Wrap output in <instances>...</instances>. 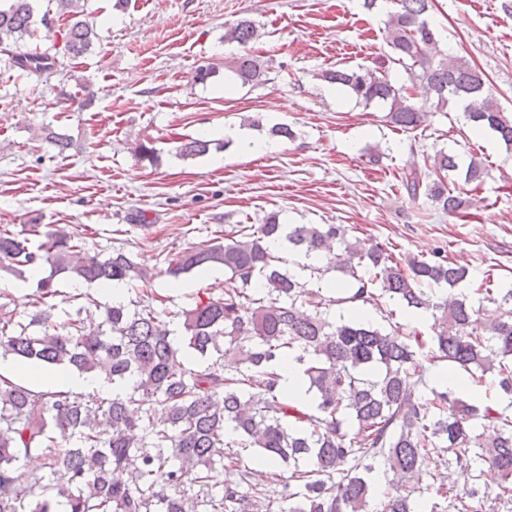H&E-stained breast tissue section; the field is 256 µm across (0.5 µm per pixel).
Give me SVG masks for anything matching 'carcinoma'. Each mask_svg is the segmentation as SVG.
<instances>
[{
	"instance_id": "1",
	"label": "carcinoma",
	"mask_w": 512,
	"mask_h": 512,
	"mask_svg": "<svg viewBox=\"0 0 512 512\" xmlns=\"http://www.w3.org/2000/svg\"><path fill=\"white\" fill-rule=\"evenodd\" d=\"M69 18L64 51L79 57L97 33L83 20L81 0H55ZM388 13V61L422 84L418 104L404 86L379 69L362 65L326 69L321 78L341 85L365 104L388 106L394 126L414 130L426 108L453 102L466 120L512 144V116L487 87L484 73L462 57H442L428 13L432 0H397ZM31 0L0 5V47L23 71L50 73L57 58L25 50L35 34ZM258 37L244 19L224 40L246 47ZM224 75L242 84L266 81L267 70L242 55ZM231 140L187 138L177 154L194 160L222 151ZM429 179L413 169L402 185L414 200L423 196L450 215L468 206L463 192L448 187L456 156L436 153ZM481 159H470L465 183L480 185ZM34 244L24 231L0 228V271L18 279L35 268L49 270L37 288L29 322L14 311L0 314V356H12L80 373L100 372L121 387L105 398L63 390L36 391L0 378V512H373L374 463L393 481L382 491V512H417L414 495L435 494L446 503L431 512H482L489 497L512 502V414L482 409L453 392L428 387L416 369L420 353L482 379L496 376L512 395V288L484 295L500 315L484 321L455 287L470 278L467 267L443 256L398 257L386 245L349 236L343 224H284L275 213L261 224L224 231L175 254L165 274L224 270L221 296H196L177 311L159 307L158 295L104 307L102 320L83 317L86 303L54 319L60 274L88 284L128 285L146 272L128 254L90 253L79 239L49 230ZM284 239L300 258L323 255L320 266L290 262L268 247ZM308 271L302 278L288 268ZM331 270L347 277L345 296L323 293ZM361 303L385 313L395 303L412 315L429 313L435 335L404 334L357 318L330 320L336 305ZM177 322L189 365L177 361L172 322ZM33 324L42 330L33 332ZM292 356L301 364L311 408L294 403L279 386L276 364ZM431 397H424V390ZM451 456L441 462L436 454ZM33 455L44 471L26 474L18 462ZM267 463L270 476L299 483L275 500L251 482L244 458ZM485 464L502 480L497 489H457L451 466Z\"/></svg>"
}]
</instances>
